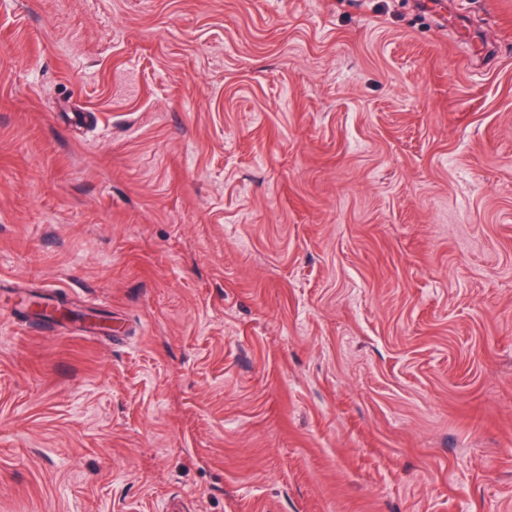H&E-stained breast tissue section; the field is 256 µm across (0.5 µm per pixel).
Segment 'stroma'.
<instances>
[{"instance_id":"obj_1","label":"stroma","mask_w":512,"mask_h":512,"mask_svg":"<svg viewBox=\"0 0 512 512\" xmlns=\"http://www.w3.org/2000/svg\"><path fill=\"white\" fill-rule=\"evenodd\" d=\"M175 497L512 512V0H0V512Z\"/></svg>"}]
</instances>
